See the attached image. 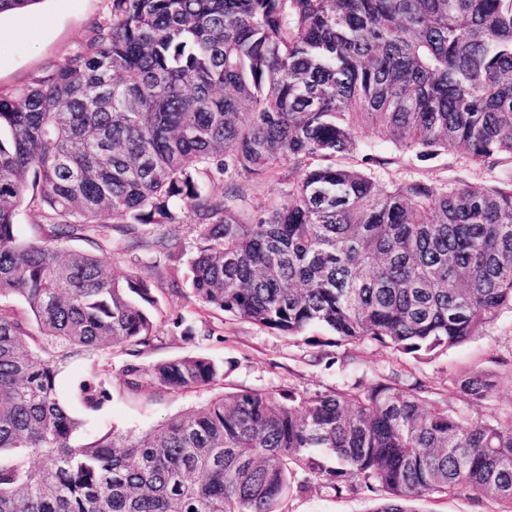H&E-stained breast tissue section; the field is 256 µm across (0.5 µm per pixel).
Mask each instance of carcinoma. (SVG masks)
Returning a JSON list of instances; mask_svg holds the SVG:
<instances>
[{"label":"carcinoma","instance_id":"carcinoma-1","mask_svg":"<svg viewBox=\"0 0 512 512\" xmlns=\"http://www.w3.org/2000/svg\"><path fill=\"white\" fill-rule=\"evenodd\" d=\"M367 126L377 141L363 143ZM456 154L468 183L383 181L378 147ZM288 160L287 187L254 195ZM512 0H112L80 48L0 89V512H279L290 492L380 496L373 512L466 491L512 512V412L473 416L397 371L369 386L210 396L141 437L74 443V396L207 390L203 356L135 360L152 284L112 274L145 249L167 287L290 337L324 326L416 361L512 311ZM40 212L18 234L22 207ZM190 224L179 237L142 228ZM84 242L86 250L69 243ZM471 405L484 374L453 380Z\"/></svg>","mask_w":512,"mask_h":512}]
</instances>
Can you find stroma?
I'll return each instance as SVG.
<instances>
[{"instance_id":"1","label":"stroma","mask_w":512,"mask_h":512,"mask_svg":"<svg viewBox=\"0 0 512 512\" xmlns=\"http://www.w3.org/2000/svg\"><path fill=\"white\" fill-rule=\"evenodd\" d=\"M112 0H38L31 9L0 15V88L25 85L47 69L63 63L76 50L92 22L106 19ZM387 158L386 174L408 171L430 180L460 181L481 184L482 169L463 162L455 155L426 162L409 169L406 160L390 148H382ZM136 272L153 282L157 300L155 312L158 336L145 348L140 363L187 355H203L224 366L221 389L309 390L343 389L355 380L370 382L381 371L398 370L406 378L419 379L445 392L456 406L464 401L451 384L452 377L464 372H483L492 376L495 387L479 412L484 417L512 412V312H503L492 327L472 341L421 362L396 354L378 344L366 342L350 348L339 347L326 329L314 326L303 337L295 338L259 327L224 313L201 308L190 289L172 291L164 288L168 276L164 263L140 253ZM191 325L194 335H184L183 325ZM335 357L332 366L314 363L315 355ZM352 354L353 364H338L339 356ZM123 356L112 358V400L99 413L86 414L73 398L74 387L88 374V362H67L56 379V391L84 425L76 440L84 442L110 430L142 434L165 419L197 407L206 394L187 391L178 394L156 392L145 386L131 396L122 391ZM375 496L369 492L324 494L315 490L294 492L286 497L282 512H372ZM414 512H496L490 500H476L462 492L435 495L412 504Z\"/></svg>"}]
</instances>
